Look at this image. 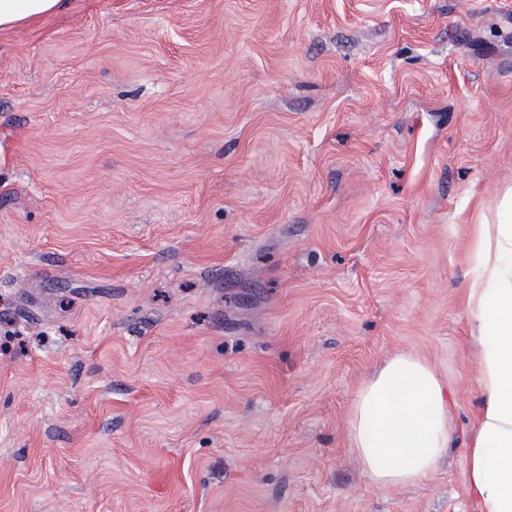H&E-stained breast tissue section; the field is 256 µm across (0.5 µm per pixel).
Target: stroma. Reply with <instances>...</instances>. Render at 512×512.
<instances>
[{"mask_svg": "<svg viewBox=\"0 0 512 512\" xmlns=\"http://www.w3.org/2000/svg\"><path fill=\"white\" fill-rule=\"evenodd\" d=\"M0 512H469L512 0H72L0 33ZM446 381L381 489L351 401ZM454 431L448 386L428 362L411 354L390 358L351 403V448L380 488L429 478Z\"/></svg>", "mask_w": 512, "mask_h": 512, "instance_id": "35a3bbf8", "label": "stroma"}]
</instances>
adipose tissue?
Listing matches in <instances>:
<instances>
[{"label":"adipose tissue","instance_id":"ef3b65f1","mask_svg":"<svg viewBox=\"0 0 512 512\" xmlns=\"http://www.w3.org/2000/svg\"><path fill=\"white\" fill-rule=\"evenodd\" d=\"M69 0H0V32L51 18ZM466 309L477 357L478 411L466 439L471 512H512V186L473 245ZM455 431L448 387L420 357L390 358L360 387L349 418L351 446L378 487L429 478Z\"/></svg>","mask_w":512,"mask_h":512}]
</instances>
